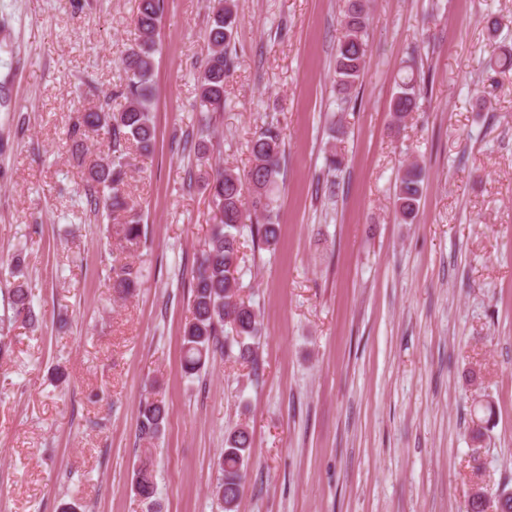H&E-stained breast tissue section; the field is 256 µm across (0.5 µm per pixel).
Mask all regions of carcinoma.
<instances>
[{"label": "carcinoma", "mask_w": 512, "mask_h": 512, "mask_svg": "<svg viewBox=\"0 0 512 512\" xmlns=\"http://www.w3.org/2000/svg\"><path fill=\"white\" fill-rule=\"evenodd\" d=\"M164 0H139L135 27L138 38L122 58L126 75V106L120 112L89 110L81 113L72 126L70 137L75 147L82 146L79 135L103 132L112 142V152L100 156L87 166V180L101 188L102 196L94 197V206H103L111 214L133 210L125 193L128 162L126 145L131 144L142 154H150L155 139L151 121L153 106V64L157 33ZM209 23L205 32L209 52L199 81V107L206 113L224 110V82L230 71L229 47L237 32L238 6L236 0H209ZM369 0H345L341 16V34L336 45V92L340 103L351 102L350 94L358 85L368 63ZM490 68L512 67V49L498 48L487 60ZM425 90L424 79L409 69L397 82L391 112L396 122H402L418 107ZM253 163L239 173L230 168L216 167L203 175L215 212L206 248L198 259L192 281L191 318L183 328L181 361L185 373L195 375L205 369L217 354L238 348L237 358L254 360V349L248 340L259 335L260 320L255 309L239 293L234 277L239 252L240 227L259 214L263 221L251 230L257 245L271 248L278 242V224L273 221L276 208L275 188L280 175V160L284 153L281 132L274 126L260 128L251 141ZM344 157L330 150L325 159L327 178L325 193L336 190V173L341 171ZM424 168L412 162L397 175L393 206L395 214L405 224L413 223L422 197ZM145 236L140 220L131 218L115 231L117 245L133 247ZM115 274L112 288L121 295L135 288L137 272L130 265L112 268ZM12 315L9 323L19 322L35 328L41 321L24 285L16 284L8 291ZM230 326L231 339L224 338V326ZM165 407L157 401L140 403L136 431L139 439L151 441L158 437L166 420ZM252 438L243 426L231 430L224 449L215 462L217 477L212 496L224 512H237L245 478V462L252 453ZM145 460L136 467L133 476L134 492L145 500L156 494V475L150 461L152 449H142Z\"/></svg>", "instance_id": "1"}]
</instances>
